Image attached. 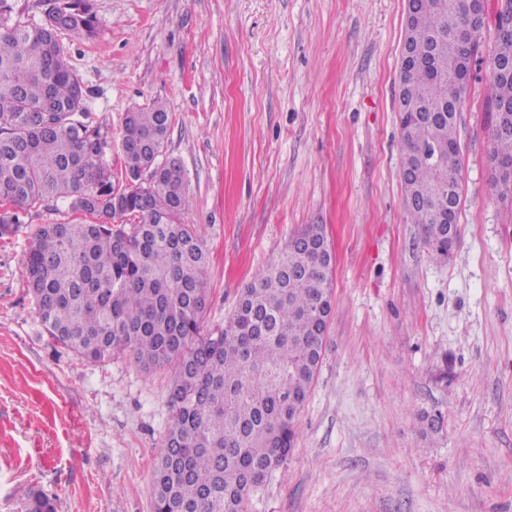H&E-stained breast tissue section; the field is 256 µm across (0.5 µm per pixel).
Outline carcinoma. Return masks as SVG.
<instances>
[{"label":"carcinoma","mask_w":512,"mask_h":512,"mask_svg":"<svg viewBox=\"0 0 512 512\" xmlns=\"http://www.w3.org/2000/svg\"><path fill=\"white\" fill-rule=\"evenodd\" d=\"M55 24L13 19L0 0V238L20 213L60 201L86 224H42L24 258L36 313L49 336L88 363L128 353L146 370L175 367L172 425L153 483V512H246L251 493L282 465L318 374L334 255L321 224H306L280 258L240 292L224 328L204 330L208 254L189 210L187 173L167 155L171 117L155 100L125 113L126 185L112 184L107 131L87 122L88 91L59 36L96 33L92 0H44ZM478 0H412L411 42L423 58L399 87L406 207L425 245L447 258L459 239L457 112L473 52L492 35L464 32ZM488 102L496 112L493 188L512 196V36L494 39ZM134 218L135 223H118ZM27 512H56L33 495Z\"/></svg>","instance_id":"carcinoma-1"}]
</instances>
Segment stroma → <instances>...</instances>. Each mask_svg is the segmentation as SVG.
I'll return each instance as SVG.
<instances>
[{
	"label": "stroma",
	"mask_w": 512,
	"mask_h": 512,
	"mask_svg": "<svg viewBox=\"0 0 512 512\" xmlns=\"http://www.w3.org/2000/svg\"><path fill=\"white\" fill-rule=\"evenodd\" d=\"M405 0H93V39L63 36L124 186L125 112L171 114L186 223L209 253L206 329L305 224L335 257L323 361L296 445L247 512H512V198L492 187V39L458 114L459 242L408 221L397 112ZM0 239V512H152L172 368L92 364L54 342L23 263L38 225ZM443 431L423 435L422 412Z\"/></svg>",
	"instance_id": "1"
}]
</instances>
